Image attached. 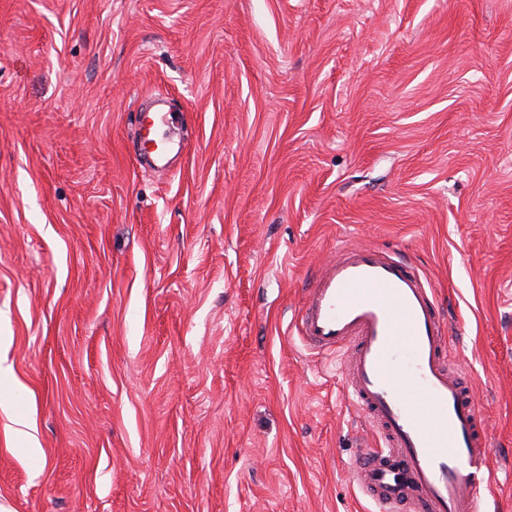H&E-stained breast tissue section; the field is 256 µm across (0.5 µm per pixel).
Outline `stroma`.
I'll return each instance as SVG.
<instances>
[{"label":"stroma","instance_id":"obj_1","mask_svg":"<svg viewBox=\"0 0 512 512\" xmlns=\"http://www.w3.org/2000/svg\"><path fill=\"white\" fill-rule=\"evenodd\" d=\"M344 244L426 277L512 512V0H0V512H374L294 327ZM181 112L172 111H155V112H138L137 113V126L139 128V139H140V151L146 158L155 163L156 160L163 158L169 149L170 143L173 144L172 138L175 134L169 135L167 139H157V129L160 126L170 125L173 128L179 126V117ZM164 142L163 146H159L156 142Z\"/></svg>","mask_w":512,"mask_h":512}]
</instances>
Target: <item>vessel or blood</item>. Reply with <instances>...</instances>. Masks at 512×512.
<instances>
[{"label": "vessel or blood", "instance_id": "1", "mask_svg": "<svg viewBox=\"0 0 512 512\" xmlns=\"http://www.w3.org/2000/svg\"><path fill=\"white\" fill-rule=\"evenodd\" d=\"M172 111L138 112L140 150L166 154ZM296 330L308 350L341 356L346 391L378 440L350 467L377 512H484L489 470L484 418L450 367L434 291L406 258L346 246L313 278Z\"/></svg>", "mask_w": 512, "mask_h": 512}]
</instances>
